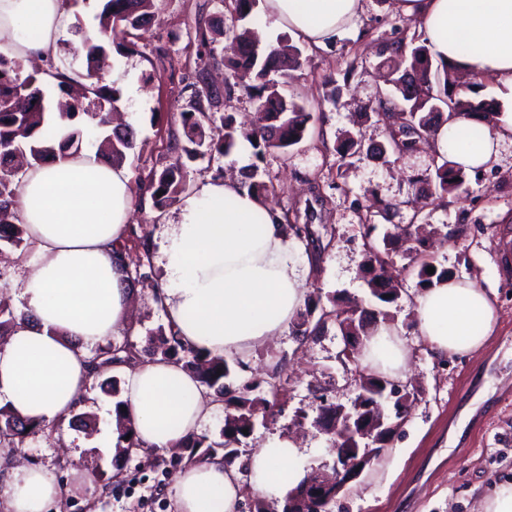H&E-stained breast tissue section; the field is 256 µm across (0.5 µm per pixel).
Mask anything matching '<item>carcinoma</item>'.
<instances>
[{"instance_id":"1","label":"carcinoma","mask_w":512,"mask_h":512,"mask_svg":"<svg viewBox=\"0 0 512 512\" xmlns=\"http://www.w3.org/2000/svg\"><path fill=\"white\" fill-rule=\"evenodd\" d=\"M260 0H232L235 25L227 29L224 21L216 20L196 31V38L208 50L209 62L221 65L233 82L225 86L230 93L236 86L252 87L258 91L257 101L263 110L265 124L243 131L235 126L234 120L227 115L221 125H214L212 108L218 106L220 93L206 87L194 90L188 101V108L179 113L182 131H174L170 136V149L177 154L175 162L139 185V198L150 197L153 206L163 210L170 206L189 189L184 160L194 161L199 157H208L212 161L228 156L236 147L239 139L248 140L255 149L254 155L260 160L269 152L288 154L306 138L309 124L314 116L308 111L304 101L295 94L287 95L283 87L288 84V72L302 65V49L293 43L270 45L259 48L252 38L251 24L256 18L255 11ZM153 0H106L99 16L100 33L106 37H118L131 44L137 37L136 31L147 24L151 18ZM225 43L218 49L216 45ZM82 51L86 64V77L94 83L86 87V94L73 99L67 109L58 113L59 120L74 118L77 114L87 115L96 128L102 130L100 152L107 155L114 164L125 161L134 147L136 131L130 126H114L111 111L120 101V91L102 83L98 74L110 67L109 57L104 45L88 37L84 40ZM385 60L381 66L391 69L390 89L384 91L372 110L375 118L380 113L404 112L407 123L388 131L385 141L375 145L373 154L380 157L398 158L416 149V133L434 131L442 122L446 112L453 113V119L478 117L489 123L498 121L502 115L501 103L495 99L481 96L482 82L475 80L460 84L455 68L449 64L433 63L426 42L403 44L397 42L381 51ZM20 62L0 55V244L6 243L23 251L29 248L27 226L22 224L11 211L14 198L20 184V168L15 165L17 157L26 159L27 166H39L56 156V151L74 149L77 135L74 132L63 135L59 144L48 135L57 131V125L46 117V92L36 84L33 78L19 77ZM258 166L252 165L244 186L247 191L259 198L269 196L268 185L257 179ZM468 173L455 168V164L445 155L436 154L432 165L425 174L413 179V183L422 185V192L438 199L454 195L467 181ZM375 224L365 225V243L363 266L367 268L369 278L366 285L370 294L383 303L395 301L399 296L401 283L393 282L385 276V265L398 254L411 251L407 241L396 234L387 233L382 238L383 248H377L371 242ZM125 246L113 249V255L120 267L126 287L130 288L139 281L132 274L130 266L123 264L122 254ZM419 261L416 277L419 285L427 288L435 278L448 276V270L435 269L424 244L416 249ZM326 311L330 319L312 318L316 311ZM353 307L332 308L321 306V297L310 300L306 308L298 313L301 325L305 326L303 335L318 336L328 328V323L344 324L348 336H367L370 333V321L375 316L357 318L350 316ZM27 313L11 304L8 294V279L0 272V336L8 334L18 317ZM153 353L165 358L176 357L183 366L196 374L202 386L212 390L216 397L227 394L224 383L231 372L228 361L223 357H209L200 351L182 344L176 334L159 328L156 333ZM142 359V351L127 340L118 343L107 341L97 346L92 364L105 371L114 364H130ZM260 384L248 382L241 386L238 394L230 398L235 413L227 416L224 427L216 440L206 435H192L176 445L173 458L179 463L191 464L201 460L221 458L226 464L233 463L239 456L235 445L243 430L253 429L255 419L260 412L266 411L268 401L251 396ZM100 389L116 398L114 404L116 442L112 457V466L116 474H122L129 453L133 448L141 447L136 437L129 413L122 411L127 403L120 399L122 389L120 381L110 378L100 383ZM45 424L40 421L22 420L5 407H0V445L9 448L23 447L24 438L40 431Z\"/></svg>"}]
</instances>
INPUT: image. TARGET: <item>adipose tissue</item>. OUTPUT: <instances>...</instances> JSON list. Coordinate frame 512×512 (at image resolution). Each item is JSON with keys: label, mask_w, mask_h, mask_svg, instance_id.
<instances>
[{"label": "adipose tissue", "mask_w": 512, "mask_h": 512, "mask_svg": "<svg viewBox=\"0 0 512 512\" xmlns=\"http://www.w3.org/2000/svg\"><path fill=\"white\" fill-rule=\"evenodd\" d=\"M418 17L434 60L497 81L512 98V0H398ZM272 27L321 47L354 25L362 0H265ZM65 0H0V53L39 61L54 56L67 30ZM443 125L430 147L464 170L488 164L512 134V116L482 125ZM14 209L28 224L34 258L22 273L30 319L0 343V407L50 425L69 414L95 379L89 351L131 321L133 294L112 262L134 212L125 165L65 153L21 177ZM164 310L182 343L213 356L245 355L283 335L305 302V279L291 259L279 211L236 180L202 181L161 232ZM498 326V311L474 283L438 280L416 298L414 332L435 357L474 356ZM360 359L398 377L408 369L398 333L375 326ZM123 398L146 448L172 449L198 432L211 406L180 364L147 360L124 370ZM306 449L272 435L246 460L253 491L283 499L307 475ZM238 464L201 461L175 476L178 512H238ZM0 512H52L61 495L53 469L0 458Z\"/></svg>", "instance_id": "obj_1"}]
</instances>
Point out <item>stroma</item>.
<instances>
[{
	"label": "stroma",
	"mask_w": 512,
	"mask_h": 512,
	"mask_svg": "<svg viewBox=\"0 0 512 512\" xmlns=\"http://www.w3.org/2000/svg\"><path fill=\"white\" fill-rule=\"evenodd\" d=\"M105 0H68L72 23L59 39L56 65L84 72L82 44L98 28ZM229 0H154L153 19L135 44L106 43L112 63L111 86L121 92L122 118L136 133L135 147L125 160L132 181L148 178L174 159L168 129L185 107L207 56L199 46L198 27L230 19ZM419 22L405 16L397 0H363L353 28L341 31L318 50L304 49L303 64L294 71L291 89L324 121L311 123L307 139L289 155L267 153L259 177L271 188L270 204L291 216L313 210L312 228L319 240L306 243L292 258L303 272L308 298L335 299L337 307L352 304L386 313V322L400 329L409 353V371L402 384L409 392L407 413L382 457L331 501L327 512H477L478 490L495 480H512V137L505 139L495 161L486 165L483 183L469 182L458 195L428 199L421 215L404 201L413 190L408 175L424 172L431 150L402 160L363 153L348 157L334 146L342 130L381 142L384 124L369 119L383 86L377 76L379 51L385 45L420 37ZM353 68L350 83L336 103L325 102L328 76ZM253 148L240 140L234 153L218 162L197 160L187 168L191 184L227 176L243 179L254 163ZM400 202L392 224L407 226L419 219L423 232L438 240L431 254L452 277L485 288L495 303L499 326L485 350L475 357L438 359L421 336L411 330L415 298L420 293L412 272V254L396 257L402 291L383 303L364 285L362 267L367 211L384 202ZM179 204L156 210L144 199L126 238L134 263H142L143 238H155L164 220L175 219ZM147 263V262H144ZM149 281L140 285L129 339L146 348L149 334L165 324L152 283L162 282L158 260L147 263ZM342 338L336 327L316 339L300 340L288 328L256 348L247 368L232 366L231 388L257 379L258 397L272 398V415L257 420L239 445L248 457L271 435L298 436L307 448V467L332 464L327 435L312 427L321 401L350 403L356 394L359 367L343 368L337 359ZM114 400L91 385L85 407L93 422L77 429L70 441L45 429L29 436L13 459L42 464L65 475L73 465L107 475V486L91 493H62L58 512H177L174 475L177 464L167 451L133 450L120 479H113L110 447L115 423L105 416Z\"/></svg>",
	"instance_id": "stroma-1"
}]
</instances>
